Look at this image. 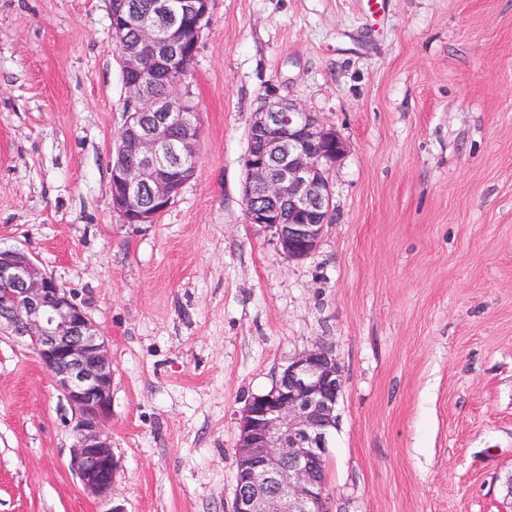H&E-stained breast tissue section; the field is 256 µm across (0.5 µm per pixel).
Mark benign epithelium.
I'll return each instance as SVG.
<instances>
[{
  "instance_id": "obj_1",
  "label": "benign epithelium",
  "mask_w": 512,
  "mask_h": 512,
  "mask_svg": "<svg viewBox=\"0 0 512 512\" xmlns=\"http://www.w3.org/2000/svg\"><path fill=\"white\" fill-rule=\"evenodd\" d=\"M212 0H181L172 26L143 23L119 40L129 90L126 121L111 168L112 209L125 224H153L192 178L201 130L184 78L170 93L157 80L187 59L179 26L202 34ZM112 30L128 24L127 0H109ZM254 146L244 160L247 222L270 230L290 260L310 256L330 221L329 174L346 147L333 129L290 99L253 112ZM0 334L35 355L77 414L71 466L84 491L116 503L117 460L106 424L112 417V361L95 321L76 294L20 248H0ZM343 371L332 348L319 344L288 360L267 391L251 396L237 417L233 512H332L327 482L329 437L338 423Z\"/></svg>"
}]
</instances>
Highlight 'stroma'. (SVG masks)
<instances>
[{
    "instance_id": "35a3bbf8",
    "label": "stroma",
    "mask_w": 512,
    "mask_h": 512,
    "mask_svg": "<svg viewBox=\"0 0 512 512\" xmlns=\"http://www.w3.org/2000/svg\"><path fill=\"white\" fill-rule=\"evenodd\" d=\"M193 179L112 210L128 90L108 0H0V248L72 289L112 359L126 512H232L237 415L333 346V512H512V0H212L187 78ZM290 99L347 152L291 261L248 224L252 113ZM76 416L0 337V512H102Z\"/></svg>"
}]
</instances>
